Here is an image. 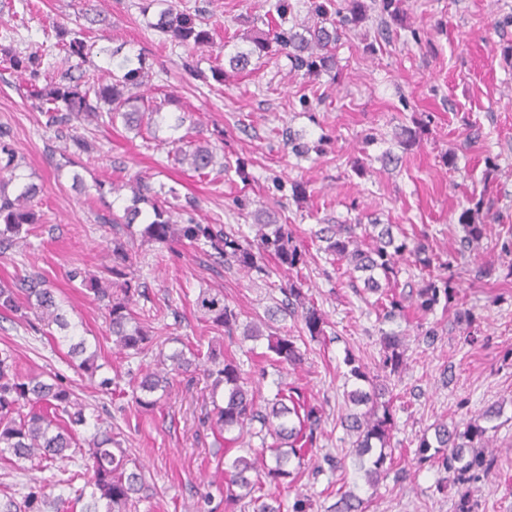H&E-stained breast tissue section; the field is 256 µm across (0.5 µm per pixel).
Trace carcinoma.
<instances>
[{
	"instance_id": "obj_1",
	"label": "carcinoma",
	"mask_w": 512,
	"mask_h": 512,
	"mask_svg": "<svg viewBox=\"0 0 512 512\" xmlns=\"http://www.w3.org/2000/svg\"><path fill=\"white\" fill-rule=\"evenodd\" d=\"M294 8L290 0H275L270 5L274 15L270 16L267 32L249 40V47H237L225 54L230 68L244 71L255 56L283 53L297 71L329 75L336 69V42L342 29L367 19L372 6L366 0H351L346 7L335 0H311L310 12L318 21L300 31L286 30L281 20ZM332 14L339 17V23L329 22ZM150 27L178 45L204 48L213 44L212 31L206 24L171 6L160 10L157 21ZM44 37L47 41L54 40L53 46L63 53L66 62L73 58L86 61L94 47L81 32L57 26L44 31ZM3 54L12 68L29 75L30 96L38 101L37 109L47 117L46 126L60 130L92 114L103 123L112 125L119 121L125 129L140 136L146 134L148 139L169 146L175 161L187 163L199 175L229 170L218 162L216 148L201 133L179 134L185 117L165 110V106L175 103L173 98L157 102L140 92L148 77L145 55L124 58L119 64L123 74L112 76L109 83L99 76L85 74L58 77L48 69H41V57L35 52L24 55L5 48ZM163 128L170 132L165 139L157 136ZM19 168L15 151L1 141L0 170L9 172V181L16 182V195L10 196L6 184L0 185V246L30 234L38 223L33 201L39 187L24 181L23 175L17 173ZM122 189L123 186L112 181L96 185L97 200L105 207V213L97 215V219L126 236L124 240L118 236L112 238V265L104 267L102 278L87 277L78 269L73 271L72 278H81V285L102 304L114 343L123 351L146 354L161 338V332L153 330L131 308L140 288L133 275L137 264L136 240L168 248L183 243L203 244L225 263L234 264L263 281L272 275L266 264L268 257L274 258L278 267L289 273H300L306 263L305 253L289 224L259 217L252 238L239 229L226 230L219 224H196L191 219L180 224L174 221L179 199L176 189L163 184L156 188L145 182L132 187L131 205L120 215L107 204L106 195L117 194ZM142 204L151 208L145 216L140 208ZM482 209L480 199L461 212L458 217L463 232L460 248L446 260L433 253L424 237L395 236L391 224H322L313 231V236L326 243L324 252L347 263L351 281H363L365 290L378 295L386 319L396 317L408 305L427 316L439 306L458 305L454 274L450 270L458 258L479 246L485 237L486 220L492 218V214ZM141 217L144 222L136 224ZM406 256L414 259L424 275L422 285L407 292H386V288L397 283L398 263ZM445 270L449 271L446 276L443 275ZM279 291L282 299L276 303V311L300 317L303 329L312 339L324 333L323 314L308 300L302 279L289 281L288 286ZM196 307L213 329L224 332L230 340L236 336L240 312L225 300L224 294L208 289L202 291ZM0 311L33 317V327L45 335L52 337L54 332H59L60 339L69 343L70 356L78 361L77 368L89 378H94L101 369L97 364V351L91 349L86 337L76 334L77 325L66 318L61 300L45 277L37 274L19 283L0 282ZM264 326V322L245 326L244 338H267L269 361L275 366L286 368L302 364L304 353L297 345V337L272 331L266 333ZM381 345L382 376L370 375L353 358L347 360L348 378L358 383L347 397L359 411L344 417L345 429L353 437L352 447L360 455L379 449L373 468L366 472L370 483L377 478L386 457L385 449L390 447L393 418L389 403L384 401L389 393L387 378L398 372L404 363L398 334H382ZM199 368L211 380L214 413L211 422L219 432L236 429L241 436L251 432L257 422L260 432L273 440L270 462L248 453L225 463L224 473L229 476V482L224 512H235V506L243 500L253 507V512H281L277 497L272 495L267 499L261 494L263 485H277L290 476L288 465L293 461L298 468L305 465L306 451L313 447L321 424L319 409L307 404L294 387L286 391L277 389L273 398L259 405L250 377L239 362L223 348L214 346L204 355L200 349L187 346L168 355L159 353L158 367L143 373L132 386L135 404L145 411L155 410L171 393L176 377ZM498 416L499 410L491 406L470 419L462 431L440 424L434 430V441L424 437L419 447L424 451L435 448L441 467L455 484L464 485L479 476L489 480L494 477L493 461L482 451L488 428L480 421L488 423ZM90 426L93 432L87 437L81 436V430ZM77 454L82 459L80 470L70 473L63 483L74 491L76 501H85L84 512H131L135 506L134 495L145 490V479L141 468L129 467L132 459L118 434L103 426L97 411H88V405L58 378L47 381L39 375L20 376L14 351L9 346L1 347L0 460L11 464L29 461L41 466ZM78 479L83 480V485L76 487L74 483ZM362 504V499L349 493L336 502L335 509L336 512H362ZM48 505L45 493L31 489L19 502L12 497L0 502V512H43Z\"/></svg>"
}]
</instances>
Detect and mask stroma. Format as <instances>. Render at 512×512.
I'll use <instances>...</instances> for the list:
<instances>
[{
  "label": "stroma",
  "mask_w": 512,
  "mask_h": 512,
  "mask_svg": "<svg viewBox=\"0 0 512 512\" xmlns=\"http://www.w3.org/2000/svg\"><path fill=\"white\" fill-rule=\"evenodd\" d=\"M149 0H0V48L38 50L46 29L60 26L83 32L94 42L87 71L112 76V51L145 54L153 96H174L186 124L224 152L226 161L248 162V181L235 172L197 175L177 165L166 147L146 146L123 125L90 120L74 123L73 135L93 144L88 163L70 138L57 137L35 106L27 75L0 63V133L18 152L21 171L40 193L35 201L37 229L26 240L0 250V282L43 275L57 291L68 319L96 346L101 376L140 374L155 355L129 356L112 342L102 306L92 292L70 277L72 269L98 274L107 261L104 247L111 225L97 221L95 185L136 178L166 184L179 192L183 218L198 224H223L252 233L257 211L294 224L307 253L305 286L324 314L325 334L306 340L303 363L282 374L258 378L266 339L235 336L226 342L201 318L196 299L205 289L221 290L241 309V324L268 319L288 275L272 276L265 287L209 252L180 245L138 246L135 276L143 293L134 297L138 312H157L165 330L164 353L179 341L228 344L245 372L254 376L257 399L272 398L277 383L298 388L319 408L322 422L316 445L300 473L275 491L281 512L307 500L310 512H332L343 493L363 499L365 512H458L469 493L476 512H512V278L497 269L489 279L457 280L459 298L474 308L471 329L456 323L453 311H436L426 327L406 309L392 321L374 307V294L349 285L346 263L334 260L311 238L319 224L377 222L407 235H427L434 250L448 254L462 229L457 218L472 198L494 205V232L512 231V0H400L403 26L379 28L385 17L347 30L336 48L335 77L295 71L286 56L253 60L247 70L225 68L223 81L212 77L223 66L224 43L244 45L263 29L268 0H172L177 9L199 11L214 29V44L201 49L171 44L150 24ZM421 127L416 143L402 145V127ZM310 145L296 157L286 134ZM454 156L448 169L445 158ZM496 169L487 172V160ZM368 173L358 176L355 165ZM307 197L296 200L293 183ZM402 334L407 363L392 379L391 446L377 487H369L352 439L339 419L351 404L354 384L345 377L347 358L376 371L380 336ZM477 336L469 343L467 335ZM12 346L22 375H59L120 432L132 459L142 468L149 491L137 512H195L201 496L224 499V462L260 447L258 437L230 442L211 430L210 382L197 372L180 377L171 397L152 412L135 407L131 394L112 395L77 373L68 346L31 329L18 314L0 312V346ZM490 406L500 415L486 452L494 459L493 481L444 486L445 472L419 449L437 425L465 427ZM66 460L41 470L30 464L0 463V497L43 487L62 499L60 512H83L63 472L77 470Z\"/></svg>",
  "instance_id": "obj_1"
}]
</instances>
